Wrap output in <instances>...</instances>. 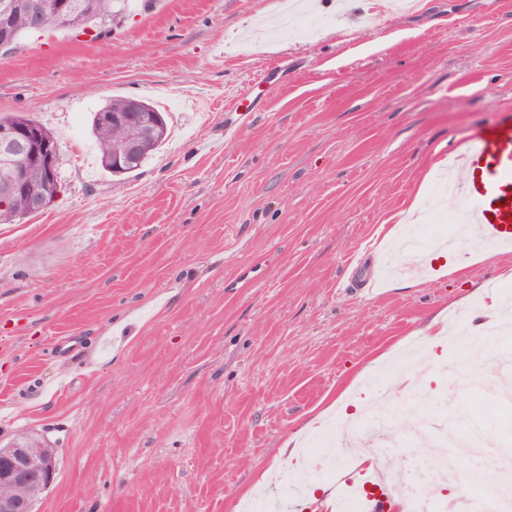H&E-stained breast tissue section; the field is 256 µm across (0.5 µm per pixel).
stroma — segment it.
Instances as JSON below:
<instances>
[{
  "mask_svg": "<svg viewBox=\"0 0 512 512\" xmlns=\"http://www.w3.org/2000/svg\"><path fill=\"white\" fill-rule=\"evenodd\" d=\"M337 1L310 0L332 20L317 34L295 0H150L109 37L28 34L0 57V114L60 145L55 202L0 224V441L54 448L41 512H239L300 424L316 461L323 424L410 394L512 449V403L448 371L483 370L450 320L512 300V249L464 250L410 288L348 285L407 229L453 232L437 177L512 113V0ZM282 56L292 80L265 81ZM247 91L261 108L225 138ZM115 97L171 129L121 177L91 129Z\"/></svg>",
  "mask_w": 512,
  "mask_h": 512,
  "instance_id": "stroma-1",
  "label": "stroma"
}]
</instances>
